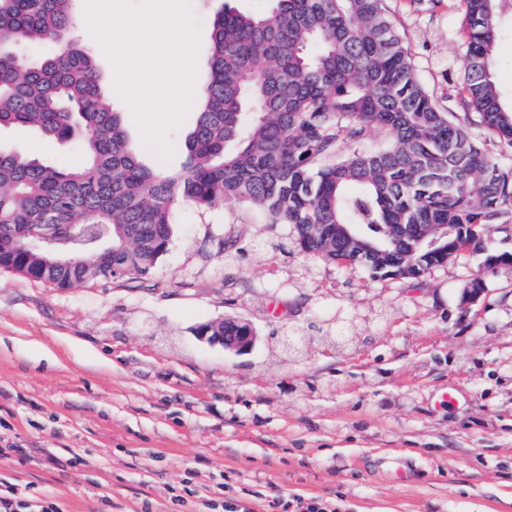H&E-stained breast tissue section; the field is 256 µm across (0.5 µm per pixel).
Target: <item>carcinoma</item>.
Returning <instances> with one entry per match:
<instances>
[{"label":"carcinoma","instance_id":"carcinoma-1","mask_svg":"<svg viewBox=\"0 0 512 512\" xmlns=\"http://www.w3.org/2000/svg\"><path fill=\"white\" fill-rule=\"evenodd\" d=\"M74 0H0V128L25 126L73 143L78 166L0 149V269L52 288L148 275L168 249L180 205L235 201L286 224L302 249L414 278L448 260L443 228L483 254L479 240L512 224V163L468 132L474 123L512 149V107L490 71L498 19L512 0H460L465 119L439 106L417 73L386 0H270L263 14L223 9L181 169L146 166L130 144L94 57L69 36ZM49 44L31 61L25 50ZM378 130L382 144L363 149ZM104 236L88 263L63 265L39 242ZM393 241L362 253L340 236Z\"/></svg>","mask_w":512,"mask_h":512}]
</instances>
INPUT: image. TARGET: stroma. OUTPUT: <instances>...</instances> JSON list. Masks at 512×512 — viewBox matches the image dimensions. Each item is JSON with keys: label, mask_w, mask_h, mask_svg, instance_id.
I'll use <instances>...</instances> for the list:
<instances>
[{"label": "stroma", "mask_w": 512, "mask_h": 512, "mask_svg": "<svg viewBox=\"0 0 512 512\" xmlns=\"http://www.w3.org/2000/svg\"><path fill=\"white\" fill-rule=\"evenodd\" d=\"M196 76L215 13L269 0H191ZM422 82L458 111L463 15L389 0ZM493 74L512 104V16ZM149 166L184 160L189 108L164 143L112 96ZM0 146L53 165L69 144L33 129ZM487 289L462 311L469 281ZM234 316L259 336L232 355L197 326ZM296 336L298 353L278 339ZM457 402L447 405L445 393ZM414 465L393 483L390 461ZM56 512H284L294 498L339 512H512V263L463 256L413 279H372L300 252L290 228L233 201L179 207L146 276L52 288L0 271V481Z\"/></svg>", "instance_id": "obj_1"}]
</instances>
